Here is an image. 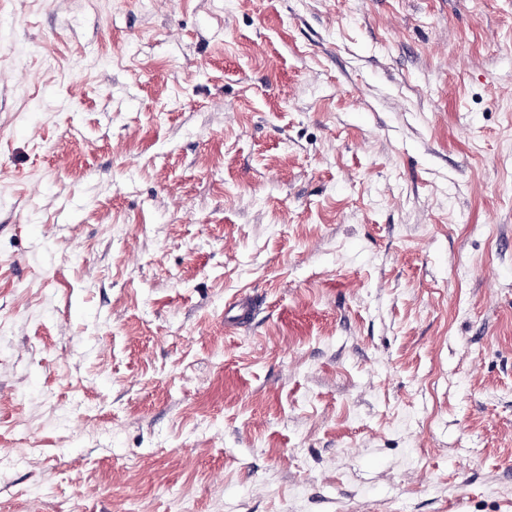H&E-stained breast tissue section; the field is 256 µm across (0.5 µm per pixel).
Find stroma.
<instances>
[{"instance_id":"1","label":"stroma","mask_w":512,"mask_h":512,"mask_svg":"<svg viewBox=\"0 0 512 512\" xmlns=\"http://www.w3.org/2000/svg\"><path fill=\"white\" fill-rule=\"evenodd\" d=\"M0 512H512V0H0Z\"/></svg>"}]
</instances>
